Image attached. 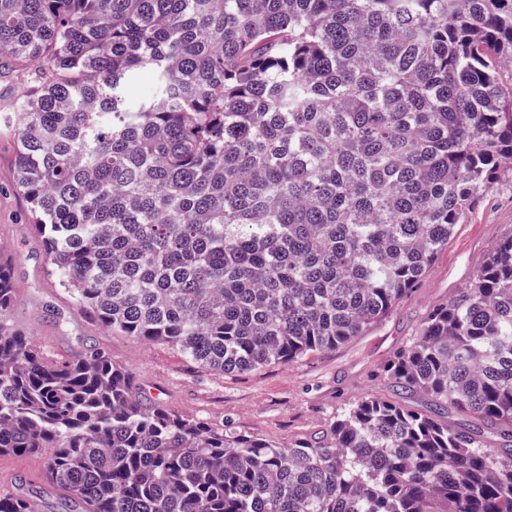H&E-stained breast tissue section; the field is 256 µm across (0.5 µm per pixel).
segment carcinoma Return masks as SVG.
I'll list each match as a JSON object with an SVG mask.
<instances>
[{"instance_id": "obj_1", "label": "carcinoma", "mask_w": 512, "mask_h": 512, "mask_svg": "<svg viewBox=\"0 0 512 512\" xmlns=\"http://www.w3.org/2000/svg\"><path fill=\"white\" fill-rule=\"evenodd\" d=\"M27 67L14 181L59 285L216 373L361 335L512 173V0H0ZM14 295L0 265V456L51 449L65 512H512V234L384 370L428 410L361 399L288 448L45 354ZM151 86L148 73L132 74L125 85V95L131 104H136L150 92Z\"/></svg>"}]
</instances>
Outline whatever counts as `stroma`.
<instances>
[{"mask_svg": "<svg viewBox=\"0 0 512 512\" xmlns=\"http://www.w3.org/2000/svg\"><path fill=\"white\" fill-rule=\"evenodd\" d=\"M26 84L21 71L0 76V246L14 251L10 267L16 299L8 316L13 327L34 334L49 354L90 347L106 350L113 364L133 373L143 403H160L176 413L284 447L324 431L360 399L427 408L425 395L393 390L383 370L417 335L427 315L468 285L492 247L512 234V179L493 184L423 279L361 336L289 364L223 375L203 369L171 346L104 327L60 287L47 263L44 240L28 220L29 204L13 179L17 133L8 108ZM45 458L42 452L0 457V490L16 488L17 477H24L40 512H52L61 494L40 480Z\"/></svg>", "mask_w": 512, "mask_h": 512, "instance_id": "obj_1", "label": "stroma"}]
</instances>
